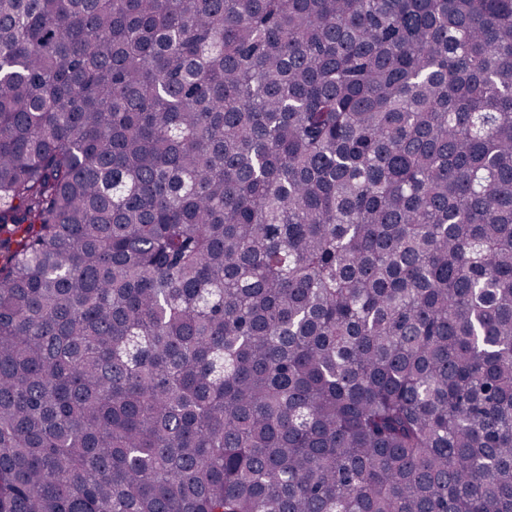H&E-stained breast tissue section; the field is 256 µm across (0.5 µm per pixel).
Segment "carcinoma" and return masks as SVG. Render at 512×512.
<instances>
[{
  "mask_svg": "<svg viewBox=\"0 0 512 512\" xmlns=\"http://www.w3.org/2000/svg\"><path fill=\"white\" fill-rule=\"evenodd\" d=\"M0 512H512V0H0Z\"/></svg>",
  "mask_w": 512,
  "mask_h": 512,
  "instance_id": "obj_1",
  "label": "carcinoma"
}]
</instances>
